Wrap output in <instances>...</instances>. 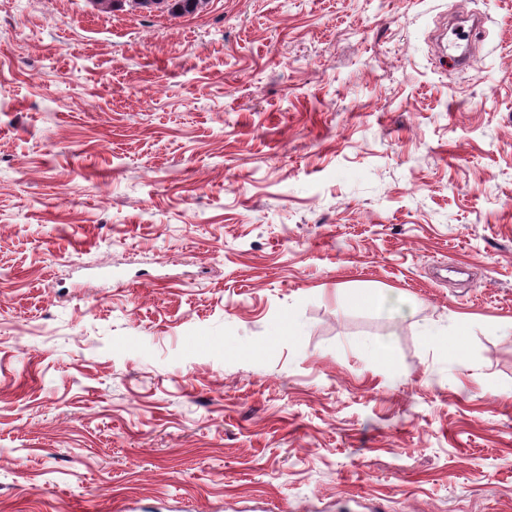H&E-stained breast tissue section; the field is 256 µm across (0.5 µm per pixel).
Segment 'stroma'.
<instances>
[{
    "instance_id": "stroma-1",
    "label": "stroma",
    "mask_w": 512,
    "mask_h": 512,
    "mask_svg": "<svg viewBox=\"0 0 512 512\" xmlns=\"http://www.w3.org/2000/svg\"><path fill=\"white\" fill-rule=\"evenodd\" d=\"M0 512H512V0H0ZM92 2L102 11H111L123 3L148 13L164 10L173 16H181L195 13L202 8L206 0H93Z\"/></svg>"
}]
</instances>
